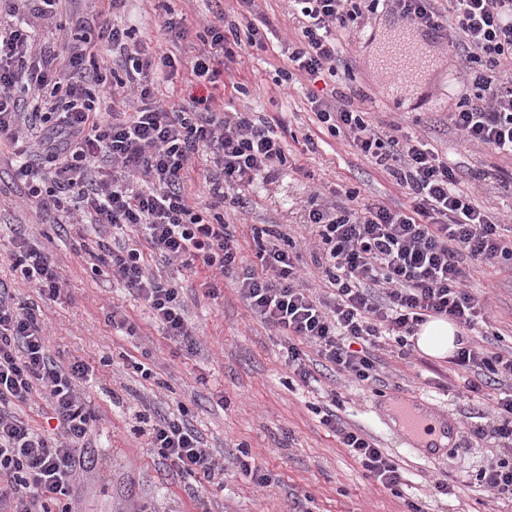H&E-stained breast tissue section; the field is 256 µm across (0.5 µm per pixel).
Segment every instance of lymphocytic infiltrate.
<instances>
[{"instance_id": "f902f5d3", "label": "lymphocytic infiltrate", "mask_w": 512, "mask_h": 512, "mask_svg": "<svg viewBox=\"0 0 512 512\" xmlns=\"http://www.w3.org/2000/svg\"><path fill=\"white\" fill-rule=\"evenodd\" d=\"M298 37L288 46L282 82L315 80L349 70L342 38L380 14L419 31H452L454 55L468 87L448 120L463 141L512 157V0H287ZM269 24L256 0H237L233 13L206 22L190 59L208 94L178 104L156 96L159 81L177 73L180 57L164 50L187 35L186 19L172 9L162 17L161 43L133 40L131 26L77 0H0V144L15 156V175L51 223L94 225L103 238L91 253L92 274L108 272L149 309L162 337L186 352L198 338L175 283L154 274L148 255L190 274L235 281L240 297L261 322L288 339L285 362L295 381L313 372L303 346L339 373L362 383L377 380L374 355L393 340L398 356L432 318L462 331L451 362L484 381H512V351L478 346L467 332L482 311L465 286L461 257L512 268V244L498 213L460 189L457 167L419 137L374 125L350 96H309L321 127L347 142L407 192L408 206L393 207L348 188L336 202L313 192L297 208L312 240L313 257L329 294L301 285L300 254L280 225L254 230L257 261L245 263L224 198L237 206L251 191L272 184L287 168L281 125L257 119L249 108L227 109L219 93L240 50L267 51ZM116 51L98 57L99 45ZM208 162L207 213L191 203L189 174ZM15 277L57 300L64 275L51 255L17 234L7 252ZM40 314L0 280V512H73L72 477L82 452L99 434L100 419L80 386L93 370L62 362L46 349ZM46 401L52 435L37 433L13 406ZM492 431L501 456L479 474L494 498L512 499V393L491 397ZM178 404L168 413L135 410V431L158 462L182 478L223 479L224 465ZM322 424L378 484L398 492V464L361 429L335 411Z\"/></svg>"}]
</instances>
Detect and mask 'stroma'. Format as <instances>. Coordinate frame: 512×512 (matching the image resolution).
<instances>
[{
  "label": "stroma",
  "mask_w": 512,
  "mask_h": 512,
  "mask_svg": "<svg viewBox=\"0 0 512 512\" xmlns=\"http://www.w3.org/2000/svg\"><path fill=\"white\" fill-rule=\"evenodd\" d=\"M187 18L190 32L174 52L190 59L198 43L199 22L217 11L234 7L235 0H169ZM259 11L271 24V51L237 57L227 76L225 98L235 96L234 83L248 87L243 105L284 127L290 167L268 187V195L237 216V237L245 262H252L253 228L265 224H295L298 215L288 200L305 199L324 188L360 189L363 197L402 206L408 199L391 178L369 166L357 152L340 143L319 144L303 151L298 137L320 136L322 130L307 101L310 87L293 82L288 91L275 84L287 62L289 42L298 32L288 19L285 0H260ZM404 35L413 52L400 76L382 71L378 59L385 45ZM449 42L413 29L400 30L396 19L384 17L374 25V39L358 45L345 40L353 79L337 75L336 88H360L372 121L392 119L405 130L419 133L430 147L446 155L461 170L476 166L512 170V160L481 145L462 143L448 121L455 97L448 93V73L455 62ZM404 92L388 97L392 79ZM60 262L67 284L57 301H42L31 285L12 280L9 263L0 255V278L11 280L19 296L37 307L46 326V345L61 360L79 358L95 369L85 388L90 408L104 418L106 432L97 438L73 475L74 512H128L131 505L151 503L156 512H194L193 496L183 481L154 461L145 438L130 431L129 405L143 400L168 412L177 403L191 410V422L207 446L224 461V484L207 486L211 512H408V502L422 503L424 512H512V501L492 499L475 480L498 455V441L490 428L486 397L464 394L465 382L453 364L420 350L400 359L378 352L380 393L323 366L312 347L305 359L316 381L289 385L285 364L286 339L277 329L251 316L232 280L220 285L218 298L205 292L198 277L180 285L186 315L201 342L190 356L162 338L148 309L107 275L88 270L82 239L58 235L26 197L24 184L10 165L7 147L0 146V244L17 229ZM468 285L488 307V324H476L472 338L492 350L512 348V271L484 263H467ZM129 317L140 329L136 338L118 335L111 313ZM144 358L151 378L135 373L130 360ZM116 388L109 400L105 391ZM343 397L340 415L346 424L365 430L379 447L395 457L407 485L394 495L370 478L361 465L325 428L316 408L329 406L331 391ZM420 396L435 417L457 429L439 453L420 448L384 415L387 397ZM249 449L256 465L270 478L257 488L237 467L240 449ZM454 485L452 496L436 494L434 483Z\"/></svg>",
  "instance_id": "1"
}]
</instances>
